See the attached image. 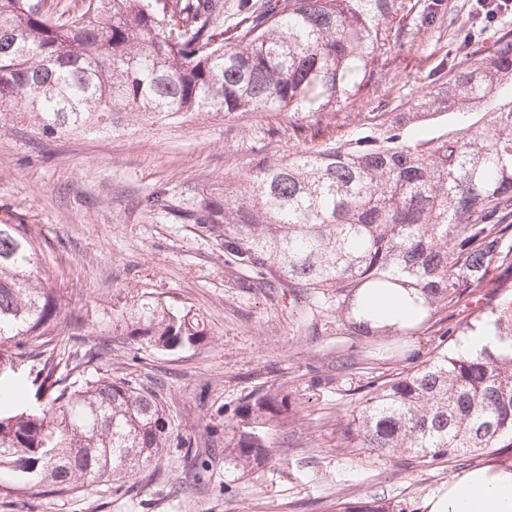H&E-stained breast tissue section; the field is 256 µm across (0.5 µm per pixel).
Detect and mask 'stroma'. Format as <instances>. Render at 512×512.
I'll return each mask as SVG.
<instances>
[{"instance_id": "stroma-1", "label": "stroma", "mask_w": 512, "mask_h": 512, "mask_svg": "<svg viewBox=\"0 0 512 512\" xmlns=\"http://www.w3.org/2000/svg\"><path fill=\"white\" fill-rule=\"evenodd\" d=\"M504 22L511 13L451 35L412 30L392 50L395 79L379 80L337 114L325 137L351 138L371 116L411 102L431 68L469 63ZM310 121L304 112L124 114L104 129L44 137L17 114L0 128V219L32 225L84 323L85 346L101 351L97 372L156 385L174 438L190 442L122 489L107 484L34 503L0 497V512H336L371 500L425 512L455 475L506 464L491 448L472 462H420L339 445L361 397L451 349L478 322L475 307L442 313L403 339L369 340L337 320L335 304L241 269L206 225L177 219L200 196L223 193L255 159L281 162L305 148L293 127ZM155 192L166 209L143 212L140 198ZM144 295L195 315L203 341L163 352L120 335L118 324ZM262 387L288 394V421L267 433L259 465L232 471L224 447L242 399ZM201 459L209 467L200 475Z\"/></svg>"}]
</instances>
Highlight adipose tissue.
<instances>
[{"label":"adipose tissue","instance_id":"1","mask_svg":"<svg viewBox=\"0 0 512 512\" xmlns=\"http://www.w3.org/2000/svg\"><path fill=\"white\" fill-rule=\"evenodd\" d=\"M426 512H512V468L468 470L429 498Z\"/></svg>","mask_w":512,"mask_h":512}]
</instances>
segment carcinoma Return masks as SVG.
<instances>
[{"label":"carcinoma","instance_id":"cac0c4a2","mask_svg":"<svg viewBox=\"0 0 512 512\" xmlns=\"http://www.w3.org/2000/svg\"><path fill=\"white\" fill-rule=\"evenodd\" d=\"M224 27V0H84L65 18L44 0H0V126L14 110L44 136L114 112H312L295 136L316 139L362 92L390 74L407 20L453 25L449 0H243ZM482 57L441 74L356 138L324 142L272 164L262 158L224 196H203L178 214L207 224L242 269L273 274L336 301V318L360 336L386 331L351 308L369 288H413L418 325L484 303L500 339L512 340V25ZM477 115L438 137L418 125ZM69 305L29 224L0 220V375L39 361L37 403L9 408L20 388L0 385V496L39 499L115 484L171 447L158 395L89 374H55ZM188 312L145 296L126 335L175 351L204 339ZM251 426L224 448L237 471L266 455L265 433L288 421V396L259 388L239 410ZM343 448L437 460L487 448L512 452V351L437 353L366 393L340 435ZM338 512H388L378 501Z\"/></svg>","mask_w":512,"mask_h":512}]
</instances>
